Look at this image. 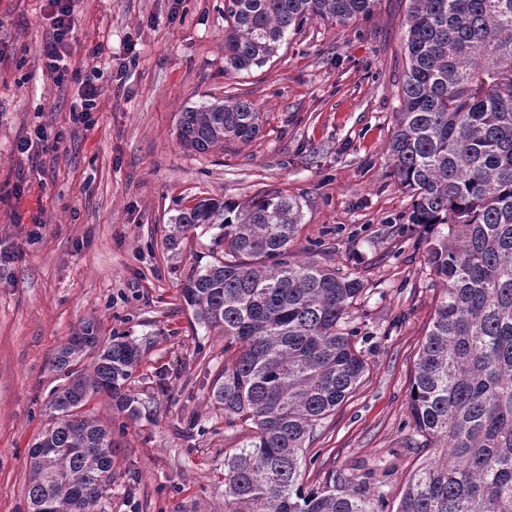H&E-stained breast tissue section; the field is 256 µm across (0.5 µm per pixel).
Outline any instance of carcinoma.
Here are the masks:
<instances>
[{"label": "carcinoma", "mask_w": 512, "mask_h": 512, "mask_svg": "<svg viewBox=\"0 0 512 512\" xmlns=\"http://www.w3.org/2000/svg\"><path fill=\"white\" fill-rule=\"evenodd\" d=\"M375 0H224V73L265 65L308 21L347 25ZM406 69L386 146L427 233L440 288L410 396L431 455L395 512H512V0H410ZM261 112L236 94L181 113L182 146L206 153L247 144ZM299 202L270 191L241 205L198 200L171 218L166 246L218 228L224 256L194 271L183 298L224 336L209 399L254 433L224 459V512H383L359 488L301 490L318 428L358 385L366 363L347 317L364 283L293 243ZM89 370L56 390L53 425L29 451L31 512H95L112 484V432L78 412L90 394L133 416L126 386L140 358L129 336L103 343L88 319L55 357Z\"/></svg>", "instance_id": "obj_1"}]
</instances>
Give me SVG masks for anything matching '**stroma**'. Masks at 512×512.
<instances>
[{
	"label": "stroma",
	"instance_id": "1",
	"mask_svg": "<svg viewBox=\"0 0 512 512\" xmlns=\"http://www.w3.org/2000/svg\"><path fill=\"white\" fill-rule=\"evenodd\" d=\"M408 5L376 0L347 26L309 22L273 61L228 74L224 0H74L66 63L100 69L87 127L69 118L76 82L46 73L47 0H0V512H28L29 450L65 382L54 357L88 318L102 339L127 335L141 350L129 386L137 415L113 412L104 395L86 406L116 446L97 512H224V458L251 429L214 412L224 339L195 323L182 297L191 272L212 262L215 234H191L173 253L164 238L193 199L274 190L302 206L295 254L316 249L365 285L350 326L366 370L320 427L303 486L344 476L395 512L427 455L409 394L439 297L424 230L410 223L386 156ZM235 93L261 112L259 135L205 154L182 147L181 112ZM39 124L46 148L19 154Z\"/></svg>",
	"mask_w": 512,
	"mask_h": 512
}]
</instances>
